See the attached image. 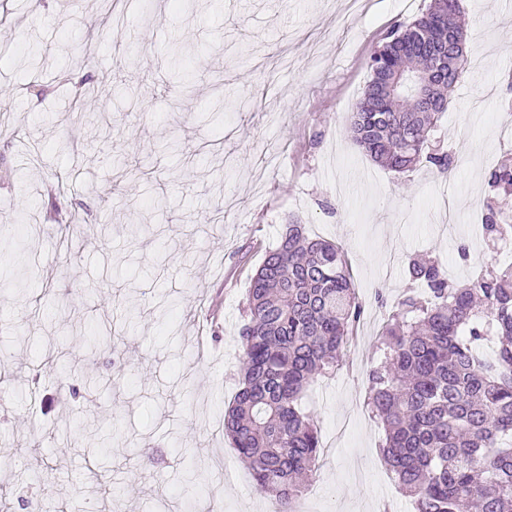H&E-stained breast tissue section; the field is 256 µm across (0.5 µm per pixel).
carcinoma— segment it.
I'll return each mask as SVG.
<instances>
[{"mask_svg":"<svg viewBox=\"0 0 512 512\" xmlns=\"http://www.w3.org/2000/svg\"><path fill=\"white\" fill-rule=\"evenodd\" d=\"M463 12L462 0H430L369 58L350 133L380 166L453 170L452 151L426 148L467 61ZM487 186L480 222L497 242L512 234V161ZM406 280L380 334L384 361L369 373L383 458L414 512H512V264L454 282L440 259L412 258ZM363 314L342 248L285 225L251 280L240 388L224 415L230 446L277 512H293L322 450L300 400L342 366Z\"/></svg>","mask_w":512,"mask_h":512,"instance_id":"carcinoma-1","label":"carcinoma"}]
</instances>
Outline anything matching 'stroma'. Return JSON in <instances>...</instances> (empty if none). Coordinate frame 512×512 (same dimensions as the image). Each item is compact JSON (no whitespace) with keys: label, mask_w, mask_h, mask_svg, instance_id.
<instances>
[{"label":"stroma","mask_w":512,"mask_h":512,"mask_svg":"<svg viewBox=\"0 0 512 512\" xmlns=\"http://www.w3.org/2000/svg\"><path fill=\"white\" fill-rule=\"evenodd\" d=\"M429 2L0 0V458L27 452L25 472L0 471L14 512H266L224 411L250 280L294 218L343 247L365 305L345 364L301 401L323 451L300 512H413L367 405L374 295L395 299L419 254L460 280L502 265L476 224L512 150V0H462L467 64L435 132L449 179L351 140L370 55ZM66 70L98 89L78 113ZM57 352L65 371L45 365ZM114 426L129 443L98 466Z\"/></svg>","instance_id":"obj_1"}]
</instances>
